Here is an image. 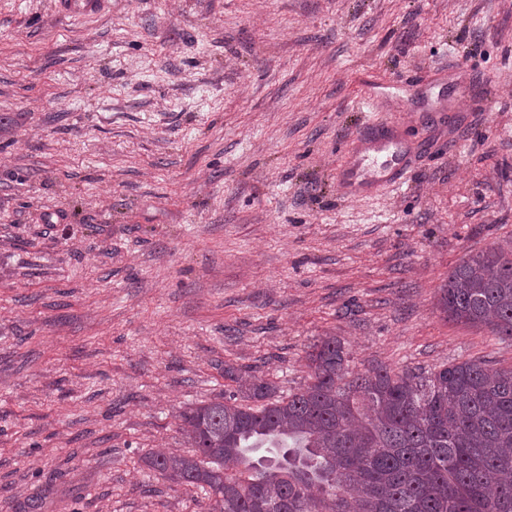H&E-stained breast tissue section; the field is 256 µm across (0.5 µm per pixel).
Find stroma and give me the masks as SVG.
<instances>
[{
	"mask_svg": "<svg viewBox=\"0 0 512 512\" xmlns=\"http://www.w3.org/2000/svg\"><path fill=\"white\" fill-rule=\"evenodd\" d=\"M445 112L364 105L429 78ZM469 84L455 92L456 78ZM426 152L343 198L353 135ZM512 247V0H0V512H206L150 469L179 413L237 385L353 371L512 368L449 321L450 269ZM105 0H59L58 7L66 15L75 18L95 17L105 9Z\"/></svg>",
	"mask_w": 512,
	"mask_h": 512,
	"instance_id": "35a3bbf8",
	"label": "stroma"
}]
</instances>
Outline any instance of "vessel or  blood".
Wrapping results in <instances>:
<instances>
[{"instance_id":"1","label":"vessel or blood","mask_w":512,"mask_h":512,"mask_svg":"<svg viewBox=\"0 0 512 512\" xmlns=\"http://www.w3.org/2000/svg\"><path fill=\"white\" fill-rule=\"evenodd\" d=\"M105 5L106 0H58L59 9L75 18L98 16ZM385 150L391 151L392 158L378 176L371 172L369 161L372 153ZM411 165L412 153L402 145L397 124L373 123L355 136L349 158L337 173V186L344 198L357 199L370 193L377 184L403 183Z\"/></svg>"}]
</instances>
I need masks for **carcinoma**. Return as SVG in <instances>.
<instances>
[{"instance_id":"1","label":"carcinoma","mask_w":512,"mask_h":512,"mask_svg":"<svg viewBox=\"0 0 512 512\" xmlns=\"http://www.w3.org/2000/svg\"><path fill=\"white\" fill-rule=\"evenodd\" d=\"M440 308L512 339V249L454 267ZM308 367L312 382L277 399L267 380L224 366L246 403L185 407L192 453L148 465L202 489L207 512H512V368L353 374L335 336Z\"/></svg>"}]
</instances>
